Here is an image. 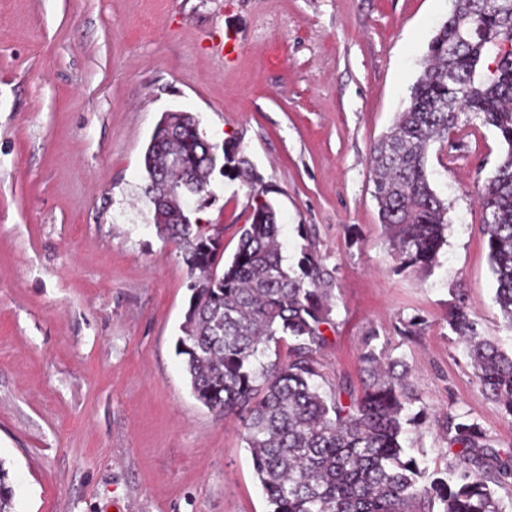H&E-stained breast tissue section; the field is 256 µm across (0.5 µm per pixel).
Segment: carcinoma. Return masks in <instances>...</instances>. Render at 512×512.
<instances>
[{
  "label": "carcinoma",
  "instance_id": "carcinoma-1",
  "mask_svg": "<svg viewBox=\"0 0 512 512\" xmlns=\"http://www.w3.org/2000/svg\"><path fill=\"white\" fill-rule=\"evenodd\" d=\"M512 31V0H457L427 50L428 66L410 88L407 106L371 151L375 199L399 267L430 269L437 263L448 224V202L431 186L429 147L448 138L459 116L472 114L493 129L505 151L479 195L482 228L496 281L494 300L512 330V54L491 79L482 70L496 57L498 39ZM191 174L168 168L155 141L169 135ZM198 116L180 115L174 130L155 128L143 158L144 193L152 223L175 241L192 281L178 339V354L193 395L224 414L247 412L244 440L270 512H508L498 490L512 499V450L503 449L475 420L448 413V444L463 463L428 473L404 442L407 426L420 424L407 365L366 347L368 377L356 395L340 385L328 394L317 354L327 343L332 276L307 246L298 270L283 266L276 209L253 195L232 259L221 264L222 240L212 225L193 217L188 201H208L196 185L222 177H253L236 141L213 144L202 155ZM448 327L466 347L485 396L512 419V354L485 336L465 293L451 289ZM288 340V359L266 361L271 344ZM349 394L345 404L341 395ZM14 490L0 460V512H12Z\"/></svg>",
  "mask_w": 512,
  "mask_h": 512
}]
</instances>
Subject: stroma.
Returning <instances> with one entry per match:
<instances>
[{"mask_svg": "<svg viewBox=\"0 0 512 512\" xmlns=\"http://www.w3.org/2000/svg\"><path fill=\"white\" fill-rule=\"evenodd\" d=\"M452 0H0V459L14 512H269L240 417L197 401L176 352L191 292L143 193L163 112L237 141L258 179L217 178L201 223L232 256L254 191L282 255L312 246L333 276L320 384L361 391L373 344L406 362L423 412L407 441L428 471L459 458L444 417L501 445L512 419L481 391L448 328L464 288L480 330L512 350L479 193L504 148L461 115L431 146L447 242L398 269L370 154L392 126ZM306 226L308 238L298 234ZM419 318L415 335L405 326Z\"/></svg>", "mask_w": 512, "mask_h": 512, "instance_id": "1", "label": "stroma"}]
</instances>
